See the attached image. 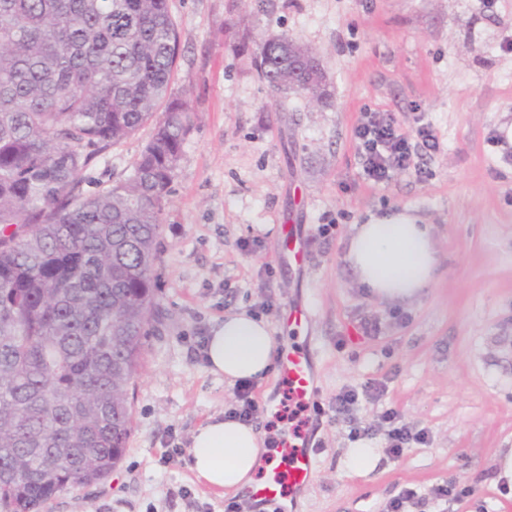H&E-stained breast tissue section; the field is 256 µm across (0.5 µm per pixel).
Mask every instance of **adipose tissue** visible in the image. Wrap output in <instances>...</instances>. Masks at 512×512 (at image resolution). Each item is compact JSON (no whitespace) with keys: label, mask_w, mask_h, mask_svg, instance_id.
Wrapping results in <instances>:
<instances>
[{"label":"adipose tissue","mask_w":512,"mask_h":512,"mask_svg":"<svg viewBox=\"0 0 512 512\" xmlns=\"http://www.w3.org/2000/svg\"><path fill=\"white\" fill-rule=\"evenodd\" d=\"M347 260L357 282L378 301L407 303L433 285L439 251L432 225L399 215L359 224L349 239ZM277 342L270 326L247 312L226 314L204 348L208 370L228 384L267 380ZM191 468L209 487L236 492L256 485L260 469H273L278 459L264 446L252 425L210 417L191 436Z\"/></svg>","instance_id":"obj_1"}]
</instances>
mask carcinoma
I'll use <instances>...</instances> for the list:
<instances>
[{
  "mask_svg": "<svg viewBox=\"0 0 512 512\" xmlns=\"http://www.w3.org/2000/svg\"><path fill=\"white\" fill-rule=\"evenodd\" d=\"M169 0H0V512L112 474L156 309L154 269L191 110L169 92ZM285 35L254 58L288 93ZM123 181L74 194L147 123Z\"/></svg>",
  "mask_w": 512,
  "mask_h": 512,
  "instance_id": "1",
  "label": "carcinoma"
}]
</instances>
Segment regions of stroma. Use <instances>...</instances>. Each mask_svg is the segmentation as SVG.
Masks as SVG:
<instances>
[{"mask_svg":"<svg viewBox=\"0 0 512 512\" xmlns=\"http://www.w3.org/2000/svg\"><path fill=\"white\" fill-rule=\"evenodd\" d=\"M182 57L171 88L192 109L164 211L158 310L132 399L125 456L103 482L68 489L43 512H224L245 504L189 467L192 432L237 405L204 344L239 310L278 345L310 351L317 411L303 435L317 457L287 512H512L494 458L512 448V0H169ZM285 34L323 56L329 104L272 99L253 65ZM402 130L431 127L440 149L377 185L362 175L355 127L366 109ZM143 126L92 167L80 193L131 171ZM432 225L437 279L411 304L369 296L346 260L354 225L387 214ZM295 227V259L282 241ZM308 313L285 323V310ZM376 334L363 330L365 322ZM382 386L348 412L336 397ZM427 441L385 453L379 416ZM382 455L366 475L341 461L357 426ZM451 485L449 495H435Z\"/></svg>","mask_w":512,"mask_h":512,"instance_id":"obj_1","label":"stroma"}]
</instances>
